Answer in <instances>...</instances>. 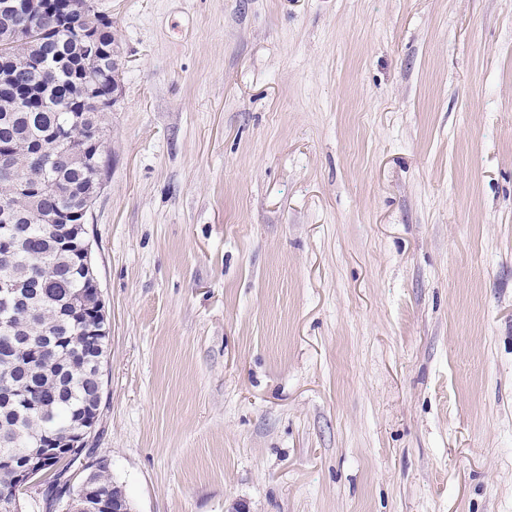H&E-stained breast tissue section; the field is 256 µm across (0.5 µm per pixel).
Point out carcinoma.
I'll list each match as a JSON object with an SVG mask.
<instances>
[{
	"mask_svg": "<svg viewBox=\"0 0 512 512\" xmlns=\"http://www.w3.org/2000/svg\"><path fill=\"white\" fill-rule=\"evenodd\" d=\"M50 2L59 12L66 8V0H29L28 19L0 16V41L9 43L8 50L17 58L31 59L41 48L62 42L77 51L75 32L59 33L44 25V6ZM98 59L101 68L88 80L63 61L43 71L37 100L17 103L0 97V143L15 147L12 165L17 179L38 185V191L22 194L13 181L0 179V208L11 209L12 225L21 233L14 250L0 256V276L23 277L32 267L40 274L39 287L31 290L25 306L0 305V336L17 344L13 359H0V384L37 392L29 409L16 412L0 404V455L12 456L17 463L46 433L68 439L93 394L96 369L84 362L91 342L79 334L87 285L72 256L57 247V239L65 226L83 223V201L108 167L109 159L95 151L90 136L91 129L103 126L105 110L98 107V100L110 94V81L100 74L110 71L112 56L102 52ZM71 119L80 125L72 160L36 166L27 155L29 144L40 141L46 156L55 155L58 146L48 135ZM97 478L102 493L126 500L102 458ZM4 501L20 512L11 473L1 467L0 503Z\"/></svg>",
	"mask_w": 512,
	"mask_h": 512,
	"instance_id": "carcinoma-1",
	"label": "carcinoma"
}]
</instances>
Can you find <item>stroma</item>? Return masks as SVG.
Returning a JSON list of instances; mask_svg holds the SVG:
<instances>
[{
  "label": "stroma",
  "mask_w": 512,
  "mask_h": 512,
  "mask_svg": "<svg viewBox=\"0 0 512 512\" xmlns=\"http://www.w3.org/2000/svg\"><path fill=\"white\" fill-rule=\"evenodd\" d=\"M97 6L134 512H512V0Z\"/></svg>",
  "instance_id": "stroma-1"
}]
</instances>
